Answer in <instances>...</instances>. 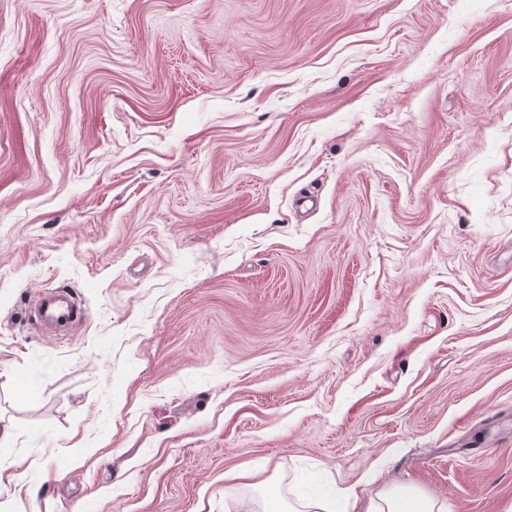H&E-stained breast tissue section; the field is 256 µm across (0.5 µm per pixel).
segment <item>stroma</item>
Masks as SVG:
<instances>
[{
    "mask_svg": "<svg viewBox=\"0 0 512 512\" xmlns=\"http://www.w3.org/2000/svg\"><path fill=\"white\" fill-rule=\"evenodd\" d=\"M0 427V512H512V0H0ZM82 315L81 308L63 290L56 291L50 296L40 297L31 311V317L34 318L35 323L41 326L69 323ZM360 512H442L437 503L411 487H391Z\"/></svg>",
    "mask_w": 512,
    "mask_h": 512,
    "instance_id": "stroma-1",
    "label": "stroma"
}]
</instances>
